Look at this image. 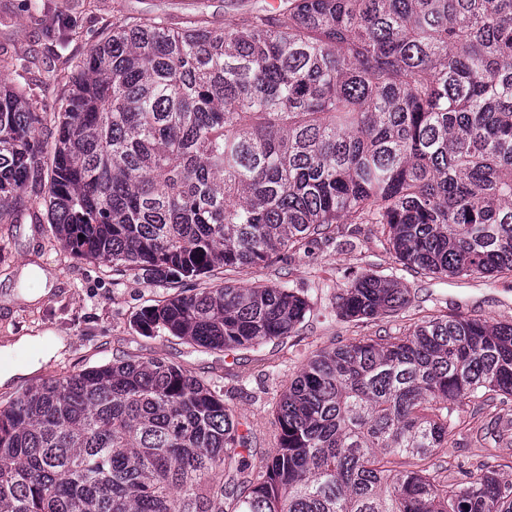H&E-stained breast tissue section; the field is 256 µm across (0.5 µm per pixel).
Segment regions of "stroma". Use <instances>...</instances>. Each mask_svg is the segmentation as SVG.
<instances>
[{
  "label": "stroma",
  "mask_w": 512,
  "mask_h": 512,
  "mask_svg": "<svg viewBox=\"0 0 512 512\" xmlns=\"http://www.w3.org/2000/svg\"><path fill=\"white\" fill-rule=\"evenodd\" d=\"M251 0H0V59L25 57L31 72L19 77L1 67L0 79L30 97L58 123L64 85L90 45L105 37L115 18L163 14L176 25L207 19L214 28L241 21ZM57 81L43 83L46 72ZM25 208L0 221V345L21 336L53 331L66 346L30 376L0 387V403L45 379L115 360L160 359L180 366L221 396L239 421L253 425L256 448L249 456L261 470L271 448L274 403L307 360L372 336H394L437 315H462L512 324V275L431 278L398 264L379 242L372 224H343L315 236L265 266L225 272L231 285L278 284L305 295L314 312L295 335L257 351L224 353L164 333L145 336L137 325L141 311L164 298L190 294L197 280L155 283L133 272L99 265L65 252L48 222L43 195L28 191ZM50 271L49 295L34 302L26 294L42 283L19 282L22 266ZM359 273L391 276L409 290L410 302L397 316L349 321L338 316L336 301ZM479 399L457 405L447 448L435 456L448 469L449 482L488 467L512 480V401L483 410Z\"/></svg>",
  "instance_id": "stroma-1"
}]
</instances>
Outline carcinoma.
Returning <instances> with one entry per match:
<instances>
[{
	"label": "carcinoma",
	"mask_w": 512,
	"mask_h": 512,
	"mask_svg": "<svg viewBox=\"0 0 512 512\" xmlns=\"http://www.w3.org/2000/svg\"><path fill=\"white\" fill-rule=\"evenodd\" d=\"M51 172L47 113L0 85V222L46 188L63 247L177 284L246 271L335 224H376L433 278L512 272V0H255L201 20L118 19L66 84ZM409 303L363 274L356 320ZM276 284L195 288L140 313L211 350H258L310 317ZM512 396V324L434 317L314 355L251 431L187 370L123 359L0 406V512H512L495 468L431 463L453 407Z\"/></svg>",
	"instance_id": "cac0c4a2"
}]
</instances>
